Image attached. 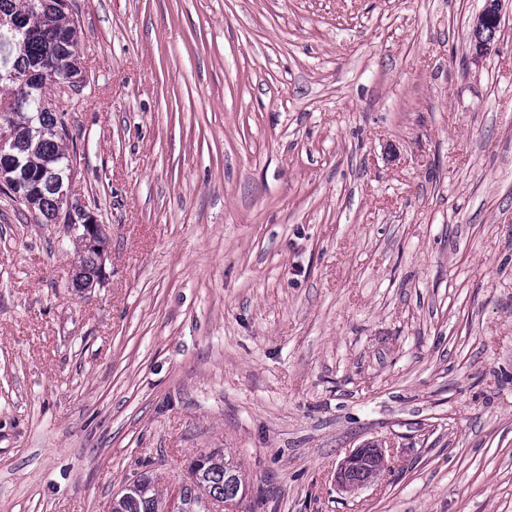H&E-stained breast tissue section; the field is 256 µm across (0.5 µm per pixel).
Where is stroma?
I'll use <instances>...</instances> for the list:
<instances>
[{
	"instance_id": "obj_1",
	"label": "stroma",
	"mask_w": 512,
	"mask_h": 512,
	"mask_svg": "<svg viewBox=\"0 0 512 512\" xmlns=\"http://www.w3.org/2000/svg\"><path fill=\"white\" fill-rule=\"evenodd\" d=\"M69 0L104 287L0 194V512H512V0ZM385 448L352 492L336 469ZM505 0H484L481 12L473 20L468 38L472 44V60L479 63L491 45L498 41ZM367 458H373L375 461H380L376 468L377 477L368 480H354L351 477L353 470L364 463ZM388 463L386 461V454L383 448H359L356 451L349 454L336 469V484L344 491H354L371 481L379 478L383 472L387 469ZM189 468L194 480L180 489L183 512H211V505L232 501L246 493L240 468L220 450L196 455ZM166 504L150 471L134 476L112 500L111 512H165Z\"/></svg>"
}]
</instances>
